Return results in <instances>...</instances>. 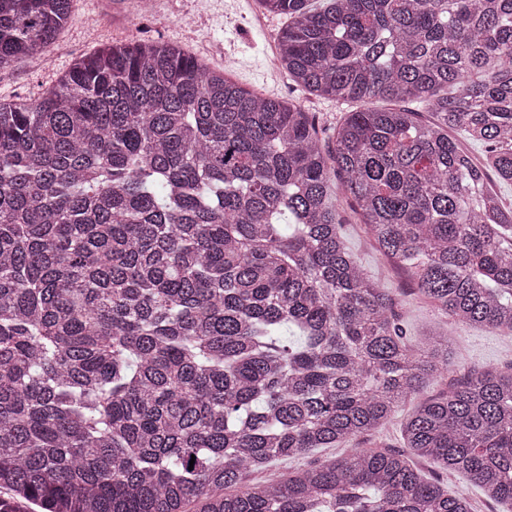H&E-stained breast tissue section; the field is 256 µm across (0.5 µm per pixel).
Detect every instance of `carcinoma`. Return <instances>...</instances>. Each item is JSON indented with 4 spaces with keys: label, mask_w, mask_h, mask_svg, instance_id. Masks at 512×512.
<instances>
[{
    "label": "carcinoma",
    "mask_w": 512,
    "mask_h": 512,
    "mask_svg": "<svg viewBox=\"0 0 512 512\" xmlns=\"http://www.w3.org/2000/svg\"><path fill=\"white\" fill-rule=\"evenodd\" d=\"M71 3L0 0V68ZM259 4L288 17V77L356 106L327 149L312 113L170 44L105 46L0 103V512H471L402 451L243 479L454 372L452 337L412 345L350 257L333 180L439 311L512 329V208L488 188L512 184V0ZM403 438L512 508V371H465Z\"/></svg>",
    "instance_id": "carcinoma-1"
}]
</instances>
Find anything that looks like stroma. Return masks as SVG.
Segmentation results:
<instances>
[{
    "mask_svg": "<svg viewBox=\"0 0 512 512\" xmlns=\"http://www.w3.org/2000/svg\"><path fill=\"white\" fill-rule=\"evenodd\" d=\"M132 3L133 0H121L120 5L106 7L101 0H73L67 25L44 55L19 59L0 70V102H33L56 85L76 58L102 46L159 40L180 45L247 90L301 104L314 112L323 143H332L334 127L348 112V105L304 93L292 85L284 72L267 67L278 33L286 23L285 16L266 13L257 0H157L154 8L145 13L133 10ZM332 201L346 248L367 274L391 292L396 316L410 341L417 343L430 333L448 330L454 336L461 369L512 368V332L453 323L378 249L342 189H335ZM415 407V402H406L382 426L354 444L315 449L250 473L247 480H277L290 471L344 456L354 447L402 448L403 427ZM411 463L425 477L440 479L449 491L465 486L472 512H505L483 490L469 485L464 476L443 470L432 459L415 456Z\"/></svg>",
    "mask_w": 512,
    "mask_h": 512,
    "instance_id": "obj_1",
    "label": "stroma"
}]
</instances>
